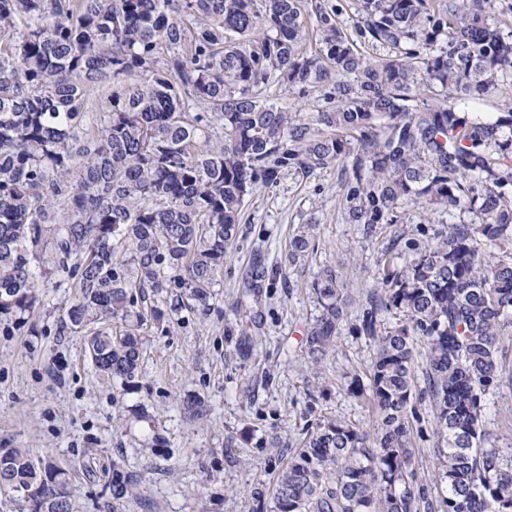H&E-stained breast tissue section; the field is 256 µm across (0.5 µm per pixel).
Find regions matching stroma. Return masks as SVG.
Instances as JSON below:
<instances>
[{"instance_id":"stroma-1","label":"stroma","mask_w":512,"mask_h":512,"mask_svg":"<svg viewBox=\"0 0 512 512\" xmlns=\"http://www.w3.org/2000/svg\"><path fill=\"white\" fill-rule=\"evenodd\" d=\"M345 176L340 164L306 179L290 173L247 199L213 299L153 328L132 393L96 372L84 336L61 331L71 289H40L31 325L0 322V448H26L65 465L91 463L94 477L78 474L70 484L81 512H256L254 492L272 501L274 472L306 425L334 417L372 428L371 407L346 388L351 372L370 359L367 337L344 326L320 367L304 361L306 325L317 313L311 284L334 267L356 303L365 304L386 248L397 235L413 233L421 210L407 206L404 223L365 236L362 225L347 220ZM303 224L314 227L315 249L292 264L289 239ZM255 278L260 304L246 316L236 304ZM500 379L483 419L490 443L512 448V349ZM193 394L205 399L206 423L184 411ZM139 405L150 423L125 431L123 418ZM412 405V466L429 488L436 438L420 374ZM153 431L162 438L156 455L140 446ZM127 473L139 475L142 494L112 499L108 483Z\"/></svg>"}]
</instances>
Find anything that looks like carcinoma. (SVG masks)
<instances>
[{
  "label": "carcinoma",
  "mask_w": 512,
  "mask_h": 512,
  "mask_svg": "<svg viewBox=\"0 0 512 512\" xmlns=\"http://www.w3.org/2000/svg\"><path fill=\"white\" fill-rule=\"evenodd\" d=\"M496 13L495 0H357L348 33L329 0H0V318L32 317L42 277L74 289L62 328L127 391L150 328L209 306L247 197L348 159L344 208L366 233L404 223L409 204L455 221L432 238L416 225L401 266L385 251L357 313L335 268L313 281L308 362L356 321L373 352L347 390L375 423L306 429L274 512L429 507L411 465L418 355L440 507L512 512V448L486 447L481 419L512 336V29ZM273 86L323 105L285 110L264 98ZM69 482L0 448V492L21 512H79ZM139 487L108 485L114 500Z\"/></svg>",
  "instance_id": "carcinoma-1"
}]
</instances>
